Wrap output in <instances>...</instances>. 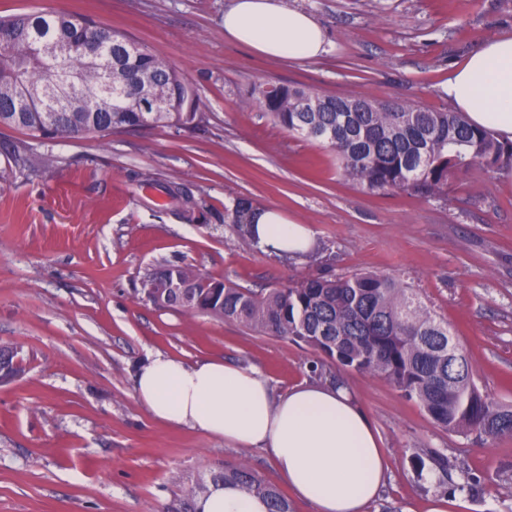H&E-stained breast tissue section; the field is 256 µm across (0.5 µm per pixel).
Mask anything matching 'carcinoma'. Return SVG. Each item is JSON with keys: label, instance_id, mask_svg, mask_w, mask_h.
<instances>
[{"label": "carcinoma", "instance_id": "obj_1", "mask_svg": "<svg viewBox=\"0 0 512 512\" xmlns=\"http://www.w3.org/2000/svg\"><path fill=\"white\" fill-rule=\"evenodd\" d=\"M255 104L295 138L330 149L342 176L370 192L444 197L448 179L476 166L512 165V145L470 125L461 113L406 101L322 95L302 85L258 86ZM188 78L133 37L84 15L33 11L0 16V125L46 139L77 138L121 129L202 128ZM156 188L178 219L198 224L207 207L183 183L134 173ZM251 203L237 199L225 216L251 236ZM179 276L189 288H167ZM142 293L161 308L207 313L268 336L302 344L325 363L385 379L446 432L499 438L512 435V405L479 391L468 359L422 298L383 272L308 274L256 291L224 282L190 265L160 266ZM17 347H0V379L16 377ZM431 463L436 485L448 492V456L418 448L412 464ZM232 485L257 496L267 512H292L280 490L245 462L226 463L199 476L174 512H197L210 487Z\"/></svg>", "mask_w": 512, "mask_h": 512}]
</instances>
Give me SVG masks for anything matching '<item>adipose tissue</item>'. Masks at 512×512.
Here are the masks:
<instances>
[{"instance_id": "adipose-tissue-1", "label": "adipose tissue", "mask_w": 512, "mask_h": 512, "mask_svg": "<svg viewBox=\"0 0 512 512\" xmlns=\"http://www.w3.org/2000/svg\"><path fill=\"white\" fill-rule=\"evenodd\" d=\"M224 35L270 59L314 60L327 47L313 16L284 0H232ZM442 93L470 124L512 140V35L471 54L449 73ZM251 220L269 254L305 253L312 246L310 227L276 207L255 209ZM136 394L155 420L266 450L314 512H365L385 482V452L374 424L345 388L304 382L276 397L258 370L220 359L188 364L157 352L140 366ZM197 509L266 512V504L237 487L218 486L199 499Z\"/></svg>"}]
</instances>
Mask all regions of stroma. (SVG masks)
Returning a JSON list of instances; mask_svg holds the SVG:
<instances>
[{"label":"stroma","instance_id":"1","mask_svg":"<svg viewBox=\"0 0 512 512\" xmlns=\"http://www.w3.org/2000/svg\"><path fill=\"white\" fill-rule=\"evenodd\" d=\"M307 10L327 51L268 60L224 36L230 0H0V13L90 15L165 56L196 88L205 128L44 140L0 128V343L22 371L0 382V512H167L172 477L244 461L280 491L268 452L154 420L135 396L139 364L162 352L260 370L275 393L311 380L313 353L205 314L145 300L141 278L190 264L219 280L273 288L307 274L390 273L416 288L462 345L479 388L512 403V168L453 176L444 199L370 193L324 149L255 107L259 83L401 100L430 109L453 67L512 35V0H285ZM54 158L43 168L44 155ZM180 178L209 210L174 217L132 173ZM273 205L308 225L314 261L288 262L243 239L224 211ZM373 421L387 482L368 512H425L418 448L448 455L450 512H512V437L443 431L381 378L336 369Z\"/></svg>","mask_w":512,"mask_h":512}]
</instances>
